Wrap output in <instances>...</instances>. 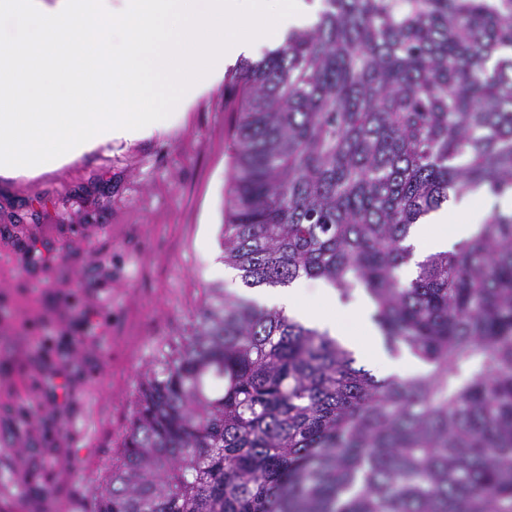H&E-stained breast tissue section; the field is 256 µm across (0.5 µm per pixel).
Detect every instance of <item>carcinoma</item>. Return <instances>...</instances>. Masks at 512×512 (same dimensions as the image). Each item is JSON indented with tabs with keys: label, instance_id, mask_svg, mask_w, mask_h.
Listing matches in <instances>:
<instances>
[{
	"label": "carcinoma",
	"instance_id": "obj_1",
	"mask_svg": "<svg viewBox=\"0 0 512 512\" xmlns=\"http://www.w3.org/2000/svg\"><path fill=\"white\" fill-rule=\"evenodd\" d=\"M232 84L224 265L364 288L429 371L378 380L211 288L146 369L92 512H512V212L398 275L448 193L512 191V0H321Z\"/></svg>",
	"mask_w": 512,
	"mask_h": 512
}]
</instances>
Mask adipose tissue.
Returning a JSON list of instances; mask_svg holds the SVG:
<instances>
[{
	"mask_svg": "<svg viewBox=\"0 0 512 512\" xmlns=\"http://www.w3.org/2000/svg\"><path fill=\"white\" fill-rule=\"evenodd\" d=\"M453 211L448 207L431 212L414 225L407 239L415 259L436 252L452 250L459 242L474 237L487 218L486 211L475 209L463 224L452 221ZM304 280L277 289L265 300L266 306L282 309L287 316L303 324L318 328L342 341L357 356L384 375L405 380L425 372L426 367L417 358L407 355L401 360H390L378 346L376 332L370 320L369 306L362 305L352 311L349 321L343 322L325 313V306L335 304L336 291L327 284L317 289L318 304L305 302Z\"/></svg>",
	"mask_w": 512,
	"mask_h": 512,
	"instance_id": "obj_1",
	"label": "adipose tissue"
}]
</instances>
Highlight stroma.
<instances>
[{"mask_svg": "<svg viewBox=\"0 0 512 512\" xmlns=\"http://www.w3.org/2000/svg\"><path fill=\"white\" fill-rule=\"evenodd\" d=\"M162 135L61 170L0 176V434L40 383L22 447H0V512H90L148 365L216 286L234 171L230 75ZM90 446H71L70 429Z\"/></svg>", "mask_w": 512, "mask_h": 512, "instance_id": "obj_1", "label": "stroma"}]
</instances>
